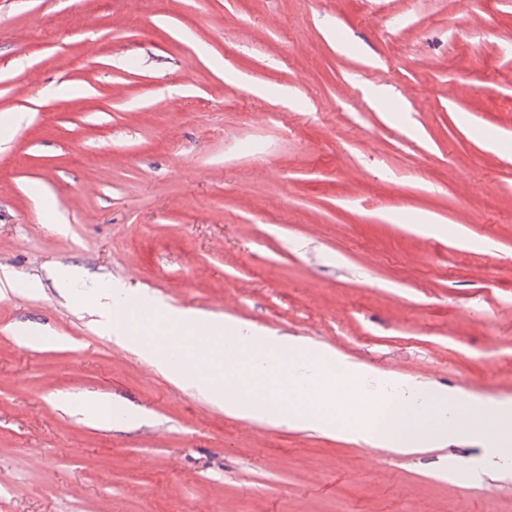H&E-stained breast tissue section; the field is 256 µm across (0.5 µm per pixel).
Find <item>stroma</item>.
Listing matches in <instances>:
<instances>
[{"label": "stroma", "mask_w": 512, "mask_h": 512, "mask_svg": "<svg viewBox=\"0 0 512 512\" xmlns=\"http://www.w3.org/2000/svg\"><path fill=\"white\" fill-rule=\"evenodd\" d=\"M2 269L0 512H512L481 442L229 416L75 298L512 400V0H0Z\"/></svg>", "instance_id": "1"}]
</instances>
